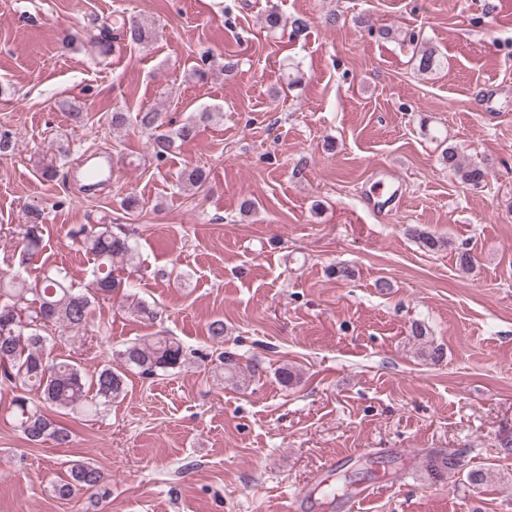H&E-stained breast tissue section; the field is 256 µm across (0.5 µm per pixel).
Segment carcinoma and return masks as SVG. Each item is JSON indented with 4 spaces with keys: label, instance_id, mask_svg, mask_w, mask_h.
<instances>
[{
    "label": "carcinoma",
    "instance_id": "1",
    "mask_svg": "<svg viewBox=\"0 0 512 512\" xmlns=\"http://www.w3.org/2000/svg\"><path fill=\"white\" fill-rule=\"evenodd\" d=\"M153 36L151 27L123 18L112 27L98 29L91 46L106 56L115 42L143 45ZM415 57L423 73L438 66L436 50L430 46H420ZM134 121L140 130L150 132L152 153L159 161L167 158L175 141L191 140L197 131L195 120L172 127L164 113L151 109L136 113ZM442 159L462 183L478 187L485 181V169L466 162L456 148H445ZM71 234L95 261L93 288L76 289L61 269L34 283L23 277L22 272L42 248L43 228L35 220L20 228L16 273L9 279L0 278V384L11 388L12 419L32 445L69 443V432L58 421V416L68 411L104 417L112 402L125 393L126 372L154 379L181 368L188 359L183 345L168 336L125 344L113 353V362L102 365L90 378L73 361L52 355L56 339L65 332L88 330L93 304L100 299L116 302L141 318L154 320L158 315L156 309L136 299L129 278L112 269L116 260L130 268L135 265L136 249L128 229L121 224H81ZM208 334L216 345L214 374L235 386L245 385L240 355L224 348V320L210 322ZM460 463L455 451H431L425 454L422 468L428 478L440 481L460 470ZM105 483L106 476L97 467L74 460L52 488L64 500L86 493L92 500L108 493Z\"/></svg>",
    "mask_w": 512,
    "mask_h": 512
}]
</instances>
